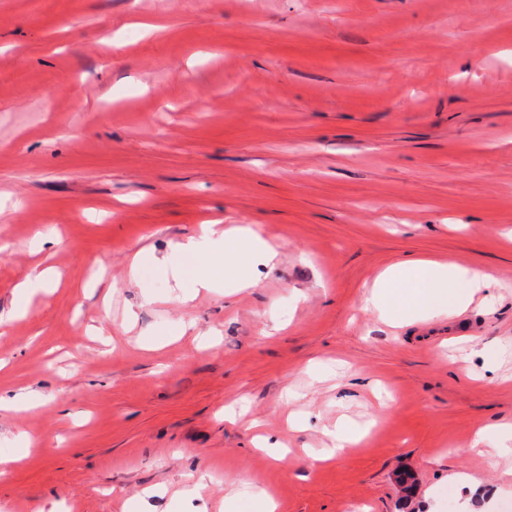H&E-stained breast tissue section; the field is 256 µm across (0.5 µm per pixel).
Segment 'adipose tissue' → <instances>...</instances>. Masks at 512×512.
Masks as SVG:
<instances>
[{"mask_svg": "<svg viewBox=\"0 0 512 512\" xmlns=\"http://www.w3.org/2000/svg\"><path fill=\"white\" fill-rule=\"evenodd\" d=\"M216 235L247 261L233 278L235 287H253V267L271 264L276 257L274 248L251 229L237 226L220 232L214 225L205 224L198 236L179 244L175 255L158 256L154 262L161 269L178 266L182 279L191 281L193 287H208L210 281L202 261L207 258L214 264L220 262V253L211 249L212 238ZM496 283V276L483 269L462 268L449 261L408 260L376 278L364 298V309L385 312L396 288L409 289L408 309L412 312L443 296L447 297L450 307L464 309L473 303L478 293L493 288Z\"/></svg>", "mask_w": 512, "mask_h": 512, "instance_id": "obj_1", "label": "adipose tissue"}]
</instances>
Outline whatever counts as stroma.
Wrapping results in <instances>:
<instances>
[{
    "label": "stroma",
    "instance_id": "stroma-1",
    "mask_svg": "<svg viewBox=\"0 0 512 512\" xmlns=\"http://www.w3.org/2000/svg\"><path fill=\"white\" fill-rule=\"evenodd\" d=\"M207 220L277 256L184 303L150 256ZM511 230L512 0H0V512H500L512 461L469 447L512 423ZM414 259L499 283L364 312ZM53 277L54 273L49 268L34 270L33 274L16 286L18 296L27 299L35 290L46 288L52 282ZM330 437L331 448H323L321 454L318 456L319 460H328L340 455L345 448L359 440V437L350 436L346 433L345 427L341 424H336L332 429L327 430ZM497 493L496 489L481 485H472L467 492L463 507L468 512H488L491 501Z\"/></svg>",
    "mask_w": 512,
    "mask_h": 512
}]
</instances>
